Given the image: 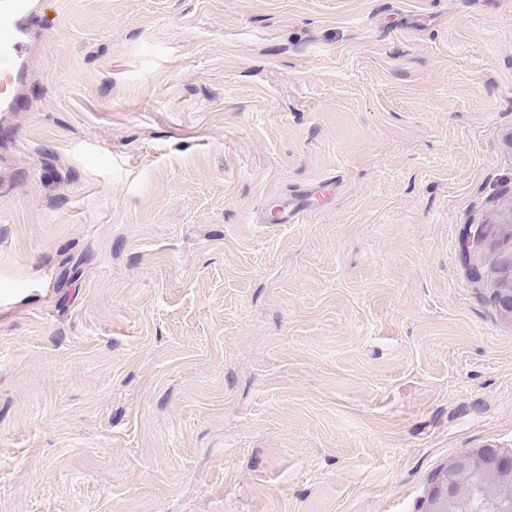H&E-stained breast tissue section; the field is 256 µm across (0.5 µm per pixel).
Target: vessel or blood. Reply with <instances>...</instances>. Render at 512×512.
Returning <instances> with one entry per match:
<instances>
[{
	"label": "vessel or blood",
	"mask_w": 512,
	"mask_h": 512,
	"mask_svg": "<svg viewBox=\"0 0 512 512\" xmlns=\"http://www.w3.org/2000/svg\"><path fill=\"white\" fill-rule=\"evenodd\" d=\"M33 13L34 0H0V112L12 111L17 103V81L29 60Z\"/></svg>",
	"instance_id": "1"
}]
</instances>
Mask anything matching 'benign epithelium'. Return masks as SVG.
Wrapping results in <instances>:
<instances>
[{
  "label": "benign epithelium",
  "mask_w": 512,
  "mask_h": 512,
  "mask_svg": "<svg viewBox=\"0 0 512 512\" xmlns=\"http://www.w3.org/2000/svg\"><path fill=\"white\" fill-rule=\"evenodd\" d=\"M485 225L472 224L464 242L469 254L483 245ZM495 301L512 316V259L495 267ZM426 512H512V450L488 446L459 453L437 476Z\"/></svg>",
  "instance_id": "obj_1"
}]
</instances>
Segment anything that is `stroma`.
I'll use <instances>...</instances> for the list:
<instances>
[{
    "label": "stroma",
    "instance_id": "1",
    "mask_svg": "<svg viewBox=\"0 0 512 512\" xmlns=\"http://www.w3.org/2000/svg\"><path fill=\"white\" fill-rule=\"evenodd\" d=\"M40 3L0 112V512H424L512 449L470 275L512 255V0Z\"/></svg>",
    "mask_w": 512,
    "mask_h": 512
}]
</instances>
